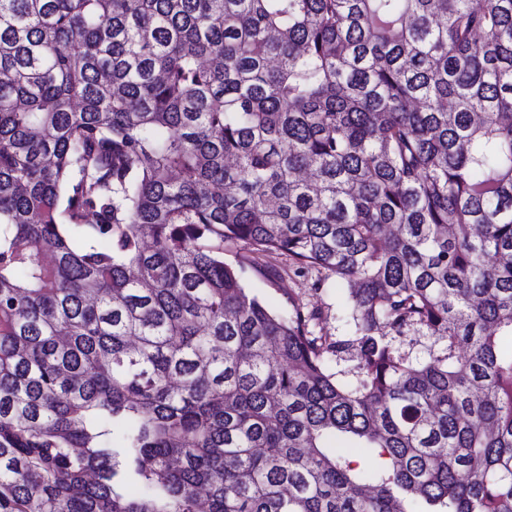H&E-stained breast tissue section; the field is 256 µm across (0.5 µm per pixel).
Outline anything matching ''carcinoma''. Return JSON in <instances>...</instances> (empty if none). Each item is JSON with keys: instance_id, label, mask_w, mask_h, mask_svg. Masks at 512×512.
<instances>
[{"instance_id": "1", "label": "carcinoma", "mask_w": 512, "mask_h": 512, "mask_svg": "<svg viewBox=\"0 0 512 512\" xmlns=\"http://www.w3.org/2000/svg\"><path fill=\"white\" fill-rule=\"evenodd\" d=\"M501 336L512 0H0V512H512ZM261 263L276 265L280 268L282 279L279 282L280 290L267 287L260 279L250 276L246 280L247 288L259 296L269 297L276 305H282L288 298V293L294 298L300 299L309 308H321L324 319L317 331L326 336H332L334 340L346 339L351 333V327L340 317V310L344 304L342 289L333 287L315 289L313 286L315 274L308 276H296L288 270V257L285 255L263 257Z\"/></svg>"}]
</instances>
